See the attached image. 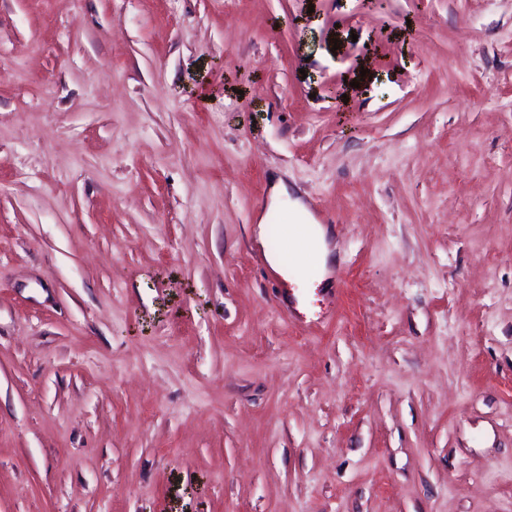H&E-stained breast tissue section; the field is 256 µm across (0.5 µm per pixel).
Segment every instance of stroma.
Returning <instances> with one entry per match:
<instances>
[{
    "label": "stroma",
    "mask_w": 512,
    "mask_h": 512,
    "mask_svg": "<svg viewBox=\"0 0 512 512\" xmlns=\"http://www.w3.org/2000/svg\"><path fill=\"white\" fill-rule=\"evenodd\" d=\"M0 512H512V0H0ZM291 213L297 221L294 234L281 252L269 254L267 260L270 265L282 276L288 278L291 272V263L300 254H310L314 259L316 274L312 281L320 282L327 271V262L330 249L326 240V230L319 224H311L313 218L305 205L299 200L291 202ZM291 242L294 246L291 248Z\"/></svg>",
    "instance_id": "obj_1"
}]
</instances>
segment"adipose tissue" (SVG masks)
Instances as JSON below:
<instances>
[{"instance_id":"1","label":"adipose tissue","mask_w":512,"mask_h":512,"mask_svg":"<svg viewBox=\"0 0 512 512\" xmlns=\"http://www.w3.org/2000/svg\"><path fill=\"white\" fill-rule=\"evenodd\" d=\"M291 213L297 222L291 237L292 243L284 247L281 252L269 255L268 261L276 271L286 276L290 274L291 264L299 255L309 254L314 259L316 279H323L330 255L326 231L320 225L313 223L311 214L302 202L293 201Z\"/></svg>"}]
</instances>
